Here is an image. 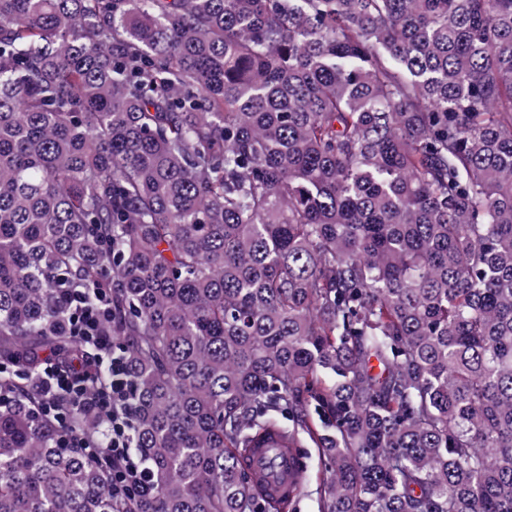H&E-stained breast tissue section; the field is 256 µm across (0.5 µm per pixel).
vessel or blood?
Masks as SVG:
<instances>
[{
    "instance_id": "b4317fda",
    "label": "vessel or blood",
    "mask_w": 512,
    "mask_h": 512,
    "mask_svg": "<svg viewBox=\"0 0 512 512\" xmlns=\"http://www.w3.org/2000/svg\"><path fill=\"white\" fill-rule=\"evenodd\" d=\"M282 443L280 436L271 434L245 454V462L265 497L276 502L294 495L303 480L298 449H285Z\"/></svg>"
}]
</instances>
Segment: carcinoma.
Instances as JSON below:
<instances>
[{
    "label": "carcinoma",
    "mask_w": 512,
    "mask_h": 512,
    "mask_svg": "<svg viewBox=\"0 0 512 512\" xmlns=\"http://www.w3.org/2000/svg\"><path fill=\"white\" fill-rule=\"evenodd\" d=\"M72 288L135 394L112 495ZM0 512H512V0H0ZM106 294L104 291L93 290V294L84 288H75L67 298L71 312L68 317V325L71 333L81 340L87 341L88 337L95 336L103 320L106 318ZM283 440L275 434L268 435L257 448H250L245 454V462L256 476L264 496L279 502L296 496L294 489L303 480V470L299 464V450L307 465V482L302 493L285 512H320L318 489L324 475L317 449L281 448ZM279 461V462H278Z\"/></svg>",
    "instance_id": "cac0c4a2"
}]
</instances>
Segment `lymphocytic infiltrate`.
<instances>
[{
	"instance_id": "obj_1",
	"label": "lymphocytic infiltrate",
	"mask_w": 512,
	"mask_h": 512,
	"mask_svg": "<svg viewBox=\"0 0 512 512\" xmlns=\"http://www.w3.org/2000/svg\"><path fill=\"white\" fill-rule=\"evenodd\" d=\"M105 297L102 291L74 290L68 297L71 309L68 325L79 339L94 338L98 368L110 386L108 395H100L89 386L77 383L74 377L54 370L43 378L40 393L47 411H55L58 398L66 397L95 412L115 463L112 493L121 496L143 485L145 469L133 445L134 394L125 363L121 357L113 355L111 339L98 333L106 317Z\"/></svg>"
}]
</instances>
